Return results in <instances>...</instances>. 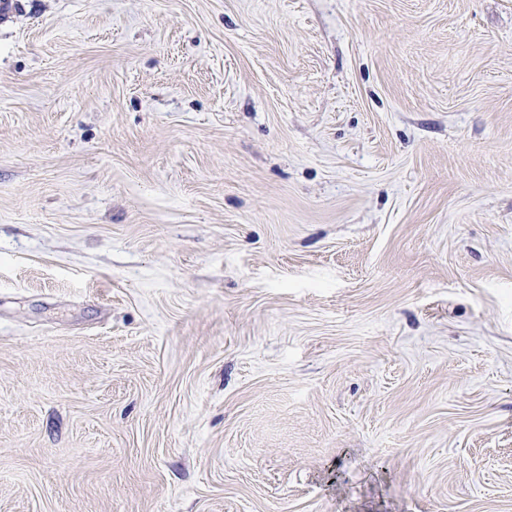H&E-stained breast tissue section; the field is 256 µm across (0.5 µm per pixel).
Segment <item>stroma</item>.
Instances as JSON below:
<instances>
[{
    "label": "stroma",
    "mask_w": 512,
    "mask_h": 512,
    "mask_svg": "<svg viewBox=\"0 0 512 512\" xmlns=\"http://www.w3.org/2000/svg\"><path fill=\"white\" fill-rule=\"evenodd\" d=\"M0 512H512V0H15Z\"/></svg>",
    "instance_id": "obj_1"
}]
</instances>
